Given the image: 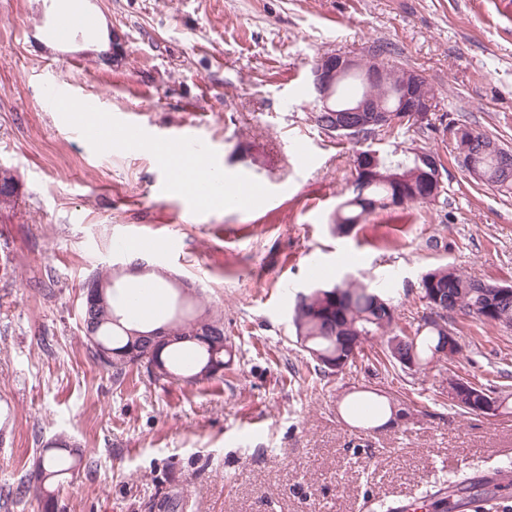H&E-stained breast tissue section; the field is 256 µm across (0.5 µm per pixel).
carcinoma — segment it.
I'll list each match as a JSON object with an SVG mask.
<instances>
[{"mask_svg": "<svg viewBox=\"0 0 512 512\" xmlns=\"http://www.w3.org/2000/svg\"><path fill=\"white\" fill-rule=\"evenodd\" d=\"M388 67V78L380 84H366L362 74L356 71L347 74L346 78L359 82L361 95L374 99L383 107L392 108L396 105L395 89L408 69L395 62L388 63ZM459 129L463 131L460 143L464 147V156H454L458 166L476 183L511 195L512 164L506 160L505 147L466 124ZM380 163L384 167L402 165L400 173L403 175H409L418 168L438 174L445 170L442 157L430 149L423 150V156L415 161L407 157L406 151L395 148L382 153ZM443 193L442 186L427 198L406 191L399 207L409 203L435 204ZM397 194L398 187L392 184L353 180L350 197L336 208V231L349 232L367 214L376 210H396L392 202ZM434 291L440 293L441 298L448 299L450 312L474 315L505 330L512 329V294L502 293L494 283L476 280L454 268L440 266L421 277L420 295L425 305H430ZM167 313L170 318L166 324L177 340L160 346L159 357L171 373L187 382L197 383L196 375L207 363L213 347L222 349L220 357L231 356V352L224 349L222 316L212 315L207 310L189 309L180 294L169 298ZM395 320V308L390 301L369 285L356 280L332 287H318L302 295L297 299L292 315L296 336L304 337L308 347L320 352L316 363L323 373L327 369L325 358L336 355L346 342L359 336L363 337L359 350H364V344L379 339L389 363L404 372L408 371V359H415L418 374L444 360L440 356L442 325L448 324V320L438 322L425 317L413 334L390 336L388 331ZM83 324L85 334H93L98 345L111 352L110 360L103 364V368L112 372L114 381L121 382L130 371L142 367L136 358L129 356L131 345L139 343L140 339L128 336V331L120 323V316L112 306V289H107L104 299L93 306L83 304ZM83 457L84 451L80 448L72 453L64 451L45 456V488L59 483L62 476L75 468L76 460ZM480 495L482 491L478 490V485L461 482L448 487L445 492H430L425 498L434 501L439 512H454L456 499L473 501Z\"/></svg>", "mask_w": 512, "mask_h": 512, "instance_id": "cac0c4a2", "label": "carcinoma"}]
</instances>
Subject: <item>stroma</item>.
Segmentation results:
<instances>
[{
    "mask_svg": "<svg viewBox=\"0 0 512 512\" xmlns=\"http://www.w3.org/2000/svg\"><path fill=\"white\" fill-rule=\"evenodd\" d=\"M97 35L55 40L57 15ZM125 37L112 54V34ZM385 44L435 91V115L512 147V16L502 0H0V512H44L21 481L54 436L91 453L54 512H381L479 473L512 471V414L451 408L450 375L512 388V330L450 313L461 354L424 374L354 365L316 371L296 342L297 297L351 277L390 298L414 333L422 275L449 265L512 286V196L471 181L447 133L382 136L445 161L446 201L375 211L333 229L358 145L318 127L310 71L322 55ZM134 117L148 138L192 130L228 182L261 187L239 209L194 207L151 151L86 140L51 86ZM307 145L302 169L294 149ZM151 234L149 267L224 317L220 380L116 384L86 346L83 285L129 274L116 240ZM360 397L405 402L403 421L361 425Z\"/></svg>",
    "mask_w": 512,
    "mask_h": 512,
    "instance_id": "1",
    "label": "stroma"
}]
</instances>
